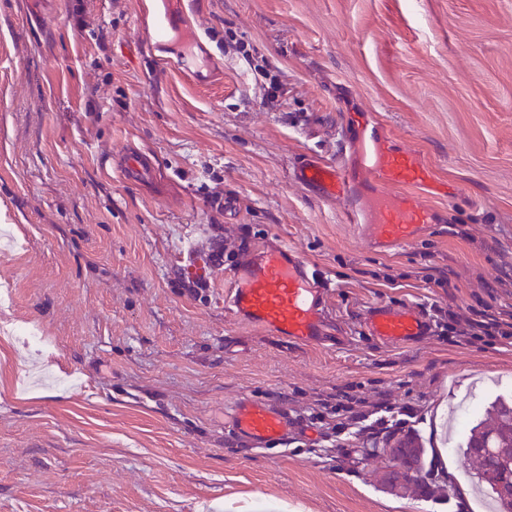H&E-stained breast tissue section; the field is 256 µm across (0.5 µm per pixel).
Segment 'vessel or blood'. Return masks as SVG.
Wrapping results in <instances>:
<instances>
[{
    "label": "vessel or blood",
    "instance_id": "1",
    "mask_svg": "<svg viewBox=\"0 0 512 512\" xmlns=\"http://www.w3.org/2000/svg\"><path fill=\"white\" fill-rule=\"evenodd\" d=\"M137 11L150 56L165 69L200 86L222 72V61L207 52L195 30L193 0H138ZM346 124L351 132L342 138L340 158L305 160L293 170L298 183L323 198L345 201L349 223L379 249L403 246L428 225L447 223L434 201L447 197L448 187L416 150L386 141L377 116L352 113ZM113 163L127 181L151 185L157 180L155 160L135 146L122 148ZM422 188L431 191L432 201L419 197ZM229 280L224 303L235 316L290 343L316 345L325 339L328 290L296 251L257 250L249 261L230 268ZM364 326L370 336L390 344H408L433 331L429 318L403 306L375 307ZM231 427L240 441L261 448L286 438L291 423L283 410L245 397L232 408Z\"/></svg>",
    "mask_w": 512,
    "mask_h": 512
}]
</instances>
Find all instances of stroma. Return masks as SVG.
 Returning <instances> with one entry per match:
<instances>
[{
	"instance_id": "35a3bbf8",
	"label": "stroma",
	"mask_w": 512,
	"mask_h": 512,
	"mask_svg": "<svg viewBox=\"0 0 512 512\" xmlns=\"http://www.w3.org/2000/svg\"><path fill=\"white\" fill-rule=\"evenodd\" d=\"M137 0H0V512H438L419 483L483 512L464 438L512 397V345L367 336L379 304L468 314L512 261V0H194L224 63L215 83L155 75ZM245 43L232 56L226 35ZM286 96L267 97L268 75ZM352 112L378 115L445 181L452 216L382 252L345 204L294 180L337 160ZM163 180L123 181L125 142ZM233 210L219 207L227 195ZM294 248L331 282L319 346L262 333L224 306L223 271L189 256ZM452 270L454 285L426 280ZM43 336L32 345L18 334ZM346 392L419 410L404 490L383 450L340 462L295 420L291 445L242 449L240 398L296 407Z\"/></svg>"
}]
</instances>
